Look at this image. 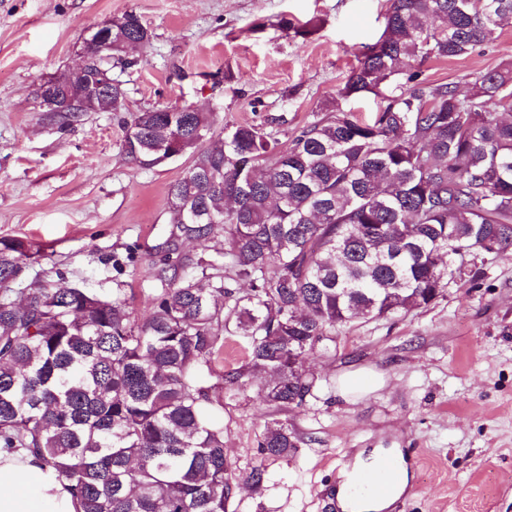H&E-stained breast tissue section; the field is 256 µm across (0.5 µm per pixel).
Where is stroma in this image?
<instances>
[{"mask_svg":"<svg viewBox=\"0 0 512 512\" xmlns=\"http://www.w3.org/2000/svg\"><path fill=\"white\" fill-rule=\"evenodd\" d=\"M387 0H0V237H24L43 257L26 280L111 292L123 282L135 317L150 308L156 250L168 230L167 189L191 163L184 155L148 168L128 160L120 114L39 111L35 90L74 67L92 31L135 10L153 39L144 64L113 66L125 111L194 106L216 128L254 124L280 147L338 106L371 118L374 95L338 98L363 45L384 24ZM313 21L306 38L281 19ZM512 61V29L468 56L425 62L435 83ZM135 265L116 271L130 244ZM244 359L229 341L208 385L224 397V445L234 512H327L344 457L400 449L412 493L400 512H512V256L485 266L477 283L449 286L425 309L340 328L336 348L314 353L317 380L306 405L280 413L260 405L257 383L234 393L224 373ZM377 385L343 398L345 371ZM288 420L301 439L285 459L265 458L263 427ZM266 469L261 488L249 480Z\"/></svg>","mask_w":512,"mask_h":512,"instance_id":"1","label":"stroma"}]
</instances>
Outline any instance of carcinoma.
I'll return each mask as SVG.
<instances>
[{
    "label": "carcinoma",
    "instance_id": "obj_1",
    "mask_svg": "<svg viewBox=\"0 0 512 512\" xmlns=\"http://www.w3.org/2000/svg\"><path fill=\"white\" fill-rule=\"evenodd\" d=\"M384 28L338 90L373 94L371 123L336 108L285 148L253 124L213 132L187 107L121 117L124 154L154 167L181 140L192 163L169 185L148 315L112 294L40 280L12 285L41 250L0 237V447L29 450L69 482L80 512H229L223 398L206 378L224 336L245 360L224 373L259 401L305 405L303 359L358 320L425 309L477 281L512 250V65L466 75V90L417 66L460 58L512 28V0H388ZM152 31L133 10L113 19L112 49ZM213 242L218 258L184 250ZM259 446L299 448L272 419Z\"/></svg>",
    "mask_w": 512,
    "mask_h": 512
}]
</instances>
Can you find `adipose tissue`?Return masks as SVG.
I'll return each instance as SVG.
<instances>
[{
	"mask_svg": "<svg viewBox=\"0 0 512 512\" xmlns=\"http://www.w3.org/2000/svg\"><path fill=\"white\" fill-rule=\"evenodd\" d=\"M65 480L27 452L0 450V512H77Z\"/></svg>",
	"mask_w": 512,
	"mask_h": 512,
	"instance_id": "1",
	"label": "adipose tissue"
}]
</instances>
